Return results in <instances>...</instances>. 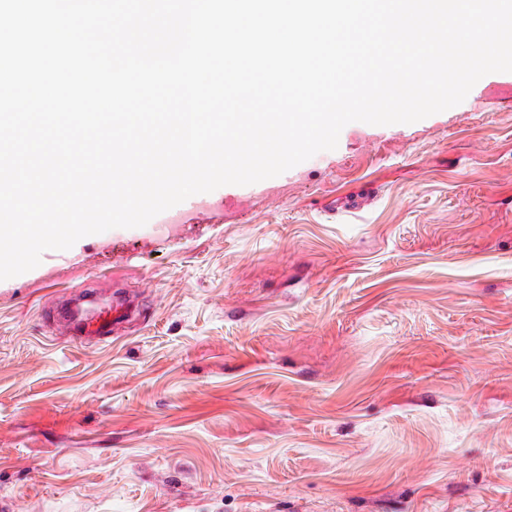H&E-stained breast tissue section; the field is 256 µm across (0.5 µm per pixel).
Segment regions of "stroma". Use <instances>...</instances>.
<instances>
[{"instance_id": "obj_1", "label": "stroma", "mask_w": 512, "mask_h": 512, "mask_svg": "<svg viewBox=\"0 0 512 512\" xmlns=\"http://www.w3.org/2000/svg\"><path fill=\"white\" fill-rule=\"evenodd\" d=\"M200 199L0 281V512H512V73ZM92 295L56 304L60 307L55 323V336H104L112 330V324L128 315L131 308L123 301H113L110 306L95 307ZM84 304L89 307L84 308Z\"/></svg>"}]
</instances>
